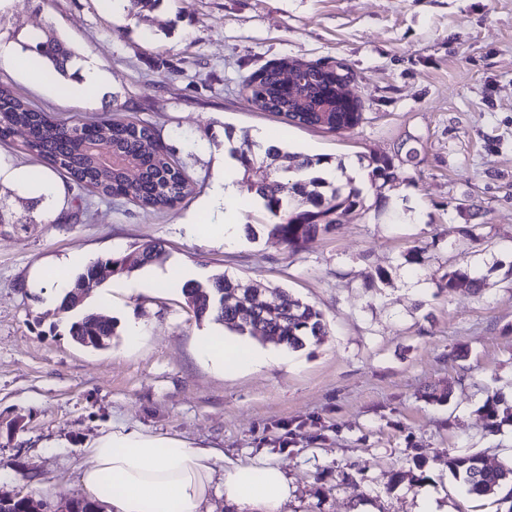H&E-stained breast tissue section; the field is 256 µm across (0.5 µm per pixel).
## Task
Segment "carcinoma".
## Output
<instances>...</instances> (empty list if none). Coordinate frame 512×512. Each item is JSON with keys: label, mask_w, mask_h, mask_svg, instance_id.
<instances>
[{"label": "carcinoma", "mask_w": 512, "mask_h": 512, "mask_svg": "<svg viewBox=\"0 0 512 512\" xmlns=\"http://www.w3.org/2000/svg\"><path fill=\"white\" fill-rule=\"evenodd\" d=\"M21 51L41 67L48 64L53 71L64 75L67 63L74 57L68 44L52 32L34 35L20 42ZM280 69L265 65L243 80V88L251 94L253 102L265 112H275L291 120L288 103L293 96L306 95L309 99L332 98L334 81H344L341 74H332L319 63H307L299 74L295 88L282 89ZM363 121V112H346L336 106L321 116L310 112L304 126L325 132L353 129ZM18 130L25 133L23 150L42 159L50 170L63 171L77 186L90 188L100 196L122 198L141 208L162 210L174 207L193 194L196 182L173 158L160 131L131 120L104 116L90 122L83 120L61 121L31 108L9 88L0 85V142L7 141ZM112 153L140 170V176L130 181L118 170L102 167V156ZM241 170L239 185L262 200L263 229L278 237L292 252H298L313 241L329 226L355 211L382 213L387 207L385 188L393 187L398 180V169L403 165H416L418 150L410 148L401 158L395 154L368 157L365 182L376 191L374 207L366 206L364 185L351 175L332 184L316 175L323 164L333 162L330 157L304 156L287 149L269 148L256 150V143L249 133L243 134L242 145L232 150ZM336 168L346 166L336 160ZM291 176L292 195L282 192V179ZM89 213V205L80 197L71 200L70 206L54 220L56 224H76ZM36 216L15 217L0 197V224H28ZM164 252L155 245H147L135 255L98 260L81 272L74 287L81 288L87 278L100 271L110 279L138 270L163 258ZM440 288H462L479 293L484 288L483 279L476 272L453 270L439 276ZM181 293L185 306L199 323L204 321L222 324L240 336L263 339L275 336L279 344L297 350L306 341L325 334L326 324L322 313L312 304L293 297L283 288L253 279L219 273L207 281L189 280ZM59 311L70 320L69 333L75 343L96 347L94 336L113 335L112 321L93 311L74 306L64 297ZM453 476L477 497L501 496L512 502V465L489 470L476 455L448 460Z\"/></svg>", "instance_id": "1"}]
</instances>
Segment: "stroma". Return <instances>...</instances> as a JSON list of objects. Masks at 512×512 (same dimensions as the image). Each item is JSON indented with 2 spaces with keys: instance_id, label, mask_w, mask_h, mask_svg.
Masks as SVG:
<instances>
[{
  "instance_id": "35a3bbf8",
  "label": "stroma",
  "mask_w": 512,
  "mask_h": 512,
  "mask_svg": "<svg viewBox=\"0 0 512 512\" xmlns=\"http://www.w3.org/2000/svg\"><path fill=\"white\" fill-rule=\"evenodd\" d=\"M54 30L111 76L101 100L69 99L59 76L34 83L0 60V84L60 118L108 112L160 131L197 183L164 212L90 196L80 224H0V495L41 512L81 499L85 443L110 425L139 426L220 449L225 463L278 465L288 512H512L474 498L448 470L477 454L512 461V0H158L137 15L106 0H12L0 43ZM350 72L363 122L336 133L259 111L244 78L282 59ZM265 130L292 152L361 167L418 148L399 169L386 214L353 213L299 252L258 232L236 248L189 235L224 130ZM160 243L148 271L90 284L87 308L109 316L102 349L75 344L53 289L28 285L35 264L80 266ZM424 247L410 269L405 255ZM225 272L314 304L325 336L301 350L265 343L274 360L226 373L198 355L216 331L188 312L173 264ZM461 268L481 293L446 292ZM383 283H376L377 273ZM141 337L128 345L126 326ZM437 286L438 288H448L450 290L462 288L473 293H479L483 290L484 283L483 279L474 271L453 270L440 275L437 280Z\"/></svg>"
}]
</instances>
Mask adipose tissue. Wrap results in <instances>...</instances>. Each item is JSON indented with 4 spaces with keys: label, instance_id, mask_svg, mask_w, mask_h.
Segmentation results:
<instances>
[{
    "label": "adipose tissue",
    "instance_id": "obj_1",
    "mask_svg": "<svg viewBox=\"0 0 512 512\" xmlns=\"http://www.w3.org/2000/svg\"><path fill=\"white\" fill-rule=\"evenodd\" d=\"M75 80L61 91L77 98H96L105 89L108 73L101 60L75 59L68 66ZM239 163L229 152L215 162L211 189L200 209L202 224H188L189 234L231 247L246 234L240 222L245 196L238 184ZM0 184L39 200L45 216H52L58 190L50 174L32 184L29 168L0 159ZM202 359L228 372H239L262 362L248 347L213 336L200 350ZM91 459L82 469L80 484L87 499L102 500L112 512H209L215 488H222L227 504L239 512H288L292 487L278 466L266 463L224 465V455L177 437L124 427L101 431L87 443Z\"/></svg>",
    "mask_w": 512,
    "mask_h": 512
}]
</instances>
